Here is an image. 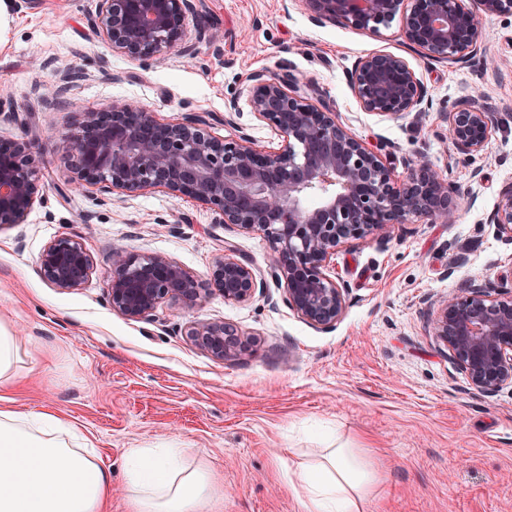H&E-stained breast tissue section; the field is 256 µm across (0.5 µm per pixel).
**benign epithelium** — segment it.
<instances>
[{
  "instance_id": "7a95c632",
  "label": "benign epithelium",
  "mask_w": 512,
  "mask_h": 512,
  "mask_svg": "<svg viewBox=\"0 0 512 512\" xmlns=\"http://www.w3.org/2000/svg\"><path fill=\"white\" fill-rule=\"evenodd\" d=\"M316 24L339 23L378 36L398 23L402 41L435 62L468 65L482 42L480 18L512 17V0H304ZM195 0H100L94 28L112 48L149 59L187 45ZM252 112L281 138L278 149L256 146L250 136L218 140L207 121L191 116L161 123L132 102L86 112L68 137L71 183L97 185L126 195L164 187L177 198L209 206L219 223L259 232L269 243V272L284 283V302L320 329L334 327L346 308V287L331 275L340 248L357 240H389L395 226L419 218L456 222L453 188L423 160L404 163L394 178L390 162L368 149L322 100L300 93L292 74L252 72ZM347 82L367 112L403 120L431 104L427 87L408 61L391 53L359 58ZM478 86H466L438 134L467 155L485 151L495 113ZM35 159L24 144L0 141V229L23 224L37 201ZM312 197L314 205L308 204ZM490 223L512 243V184L502 188ZM108 297L112 310L140 321L164 300L196 303L202 293L251 302L265 288L261 273L230 253L218 257L209 288L177 261L160 254L112 248ZM43 278L61 291L82 287L95 270L79 239L61 237L39 257ZM434 335L463 369L471 389L492 395L512 386V290L470 281L448 295L431 321ZM187 335L212 357L238 354L242 340L222 321L191 324Z\"/></svg>"
}]
</instances>
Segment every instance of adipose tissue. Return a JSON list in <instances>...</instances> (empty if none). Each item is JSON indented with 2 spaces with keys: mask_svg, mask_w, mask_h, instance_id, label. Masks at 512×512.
<instances>
[{
  "mask_svg": "<svg viewBox=\"0 0 512 512\" xmlns=\"http://www.w3.org/2000/svg\"><path fill=\"white\" fill-rule=\"evenodd\" d=\"M89 437L48 412L0 406V512H102L112 479ZM198 448H143L129 468L132 512H210L219 493ZM305 512H366L381 475L362 448L327 445L288 466Z\"/></svg>",
  "mask_w": 512,
  "mask_h": 512,
  "instance_id": "ef3b65f1",
  "label": "adipose tissue"
}]
</instances>
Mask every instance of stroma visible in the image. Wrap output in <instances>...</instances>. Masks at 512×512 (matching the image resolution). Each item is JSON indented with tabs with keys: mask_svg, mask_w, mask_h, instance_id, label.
Here are the masks:
<instances>
[{
	"mask_svg": "<svg viewBox=\"0 0 512 512\" xmlns=\"http://www.w3.org/2000/svg\"><path fill=\"white\" fill-rule=\"evenodd\" d=\"M197 6L187 22L191 56L173 48L140 61L112 52L96 34L98 0H5L0 139L28 146L41 197L26 223L0 229V323L25 354L7 391L13 408L57 414L92 439L112 474L105 512H131L127 458L154 446L203 449L220 486L213 512H304L288 462L329 442L370 449L381 468L384 481L367 512H512V387L492 396L472 390L427 324L431 304L463 282L512 278V243L489 222L512 182V21L480 20L482 51L509 64L494 75L477 61L428 62L394 28L371 37L314 24L303 0ZM202 29L223 38H201ZM376 52L406 58L432 108L414 120L364 111L347 73ZM257 70L312 82L369 148L391 155L395 176L405 160L426 155L463 198L456 223L421 218L396 228L387 243L337 252L332 273L348 294L329 330L283 304L271 277L248 304L213 294L193 305L163 302L139 322L113 312L112 247L169 256L204 282L227 248L266 273L268 244L161 187L119 201L94 186L72 188L65 136L76 133L82 113L131 100L161 122L202 115L214 138L242 131L260 148L278 149V135L251 110L247 77ZM469 83L498 112L486 150L473 157L436 137ZM231 101L238 112L228 124ZM66 236L78 237L96 266L81 288L62 292L41 277L38 258ZM197 320L233 326L247 349L212 358L186 334Z\"/></svg>",
	"mask_w": 512,
	"mask_h": 512,
	"instance_id": "obj_1",
	"label": "stroma"
}]
</instances>
